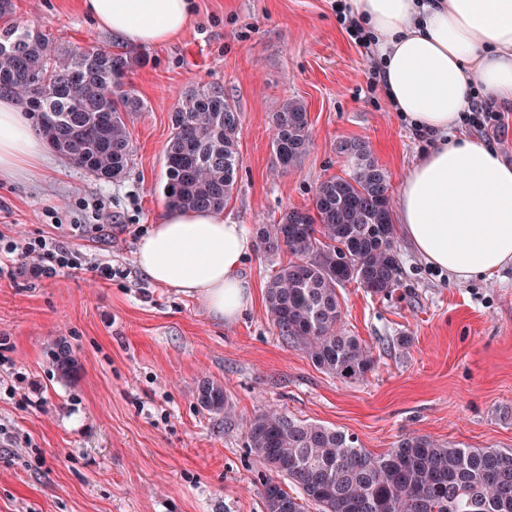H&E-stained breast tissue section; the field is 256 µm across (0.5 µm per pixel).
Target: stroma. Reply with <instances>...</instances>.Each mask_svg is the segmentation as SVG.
Here are the masks:
<instances>
[{
    "label": "stroma",
    "instance_id": "35a3bbf8",
    "mask_svg": "<svg viewBox=\"0 0 512 512\" xmlns=\"http://www.w3.org/2000/svg\"><path fill=\"white\" fill-rule=\"evenodd\" d=\"M82 0H13L60 46L126 51L99 31ZM129 76L145 103L128 127L133 161L118 180L96 178L51 151L26 177L0 182V225L56 235L125 274L102 282L87 270L0 280V512H266L265 467L245 421L268 405L340 429L380 454L416 432L461 448L512 449V266L457 284L397 239L398 286L372 295L357 282L338 294L342 326L366 341L375 367L342 381L283 343L266 315V286L288 254L253 250L245 272L255 302L238 321L158 286L135 263L139 237L165 213L163 154L170 114L186 90L220 85L242 114V165L224 208L231 224H273L308 208L318 184L349 173L345 141L369 144L390 196L430 150L370 88L368 63L346 34L334 0H192L174 41L143 50ZM308 110L310 147L297 167L277 166L271 142L277 100ZM103 201V210L90 208ZM56 211L58 222L47 218ZM74 224L86 232L71 236ZM409 337L400 347L399 337ZM65 339L78 361L58 376L50 349ZM221 384L237 418L197 403L201 381Z\"/></svg>",
    "mask_w": 512,
    "mask_h": 512
}]
</instances>
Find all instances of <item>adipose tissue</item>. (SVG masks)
Masks as SVG:
<instances>
[{
    "label": "adipose tissue",
    "mask_w": 512,
    "mask_h": 512,
    "mask_svg": "<svg viewBox=\"0 0 512 512\" xmlns=\"http://www.w3.org/2000/svg\"><path fill=\"white\" fill-rule=\"evenodd\" d=\"M373 38L380 81L395 112L432 135L397 199L403 238L422 260L464 283L512 264V165L461 129L471 97L512 105V0H346ZM97 28L139 47L166 44L190 24L188 0H84ZM21 100L0 95V179L46 155ZM253 241L211 211H167L137 242L151 282L236 322L254 301L244 260Z\"/></svg>",
    "instance_id": "obj_1"
}]
</instances>
